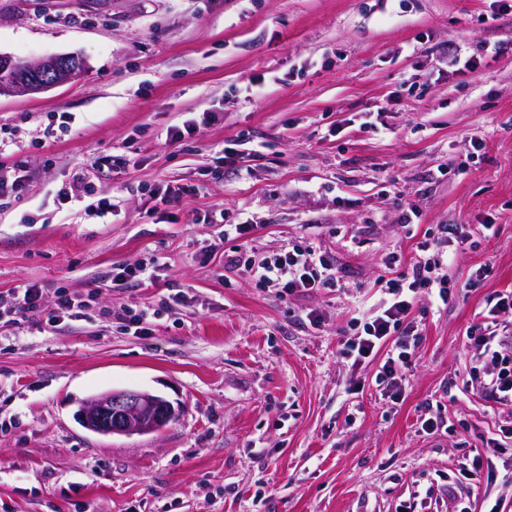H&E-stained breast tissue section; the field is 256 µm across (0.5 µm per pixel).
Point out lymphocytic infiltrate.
<instances>
[{"label": "lymphocytic infiltrate", "mask_w": 512, "mask_h": 512, "mask_svg": "<svg viewBox=\"0 0 512 512\" xmlns=\"http://www.w3.org/2000/svg\"><path fill=\"white\" fill-rule=\"evenodd\" d=\"M256 231L253 224L225 225L224 238L232 244L224 257L225 269L243 271L256 286L274 289L283 298L336 286L338 267L327 252L289 239L279 251L260 256L253 245ZM381 264L393 276L381 280L376 307L353 317L359 331L344 342L341 354L356 366L376 364L377 382L385 385L388 397L397 399L402 394V371L420 343L418 303L426 298L444 304L453 293L448 236L424 234L409 272L398 273L400 259L393 252L382 257ZM88 309L87 300L65 290L52 307H45L41 288L28 283L13 289L10 305L0 304V323L14 325L39 317L53 326L86 319ZM467 345L474 378L495 403L512 411V332L493 321L480 324L468 335Z\"/></svg>", "instance_id": "1"}]
</instances>
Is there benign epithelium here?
<instances>
[{
  "label": "benign epithelium",
  "mask_w": 512,
  "mask_h": 512,
  "mask_svg": "<svg viewBox=\"0 0 512 512\" xmlns=\"http://www.w3.org/2000/svg\"><path fill=\"white\" fill-rule=\"evenodd\" d=\"M74 55H51L37 63L20 64L14 57L0 54V68L14 71L0 81L2 95H33L67 83L84 68ZM175 406L147 390L114 389L83 400L76 419L89 431L102 435L153 434L172 418Z\"/></svg>",
  "instance_id": "benign-epithelium-1"
}]
</instances>
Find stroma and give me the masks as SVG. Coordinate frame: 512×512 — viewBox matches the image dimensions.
I'll return each instance as SVG.
<instances>
[{
    "mask_svg": "<svg viewBox=\"0 0 512 512\" xmlns=\"http://www.w3.org/2000/svg\"><path fill=\"white\" fill-rule=\"evenodd\" d=\"M510 40L495 0H0V52L86 63L44 93L0 97L17 142L0 164H22L29 184L0 209V298L35 282L49 304L65 288L160 311L147 336L117 319L0 327V512H481L488 496L512 512V439L487 445L512 416L466 350L512 289V48L474 73L453 64L456 46ZM205 112L194 137L168 138ZM231 140L260 157L227 164ZM445 163L464 174L441 177ZM86 169L112 216L58 203ZM163 184L185 187L179 203L157 205ZM218 212L259 225L263 254L305 237L335 257L338 285L283 299L223 271ZM443 224L472 240L448 249L461 288L427 308L393 401L340 350L353 308L379 297L382 257L408 271ZM156 255V281L113 285V268ZM311 310L320 328L303 324ZM116 388L180 413L152 435L82 428L79 401Z\"/></svg>",
    "mask_w": 512,
    "mask_h": 512,
    "instance_id": "35a3bbf8",
    "label": "stroma"
}]
</instances>
